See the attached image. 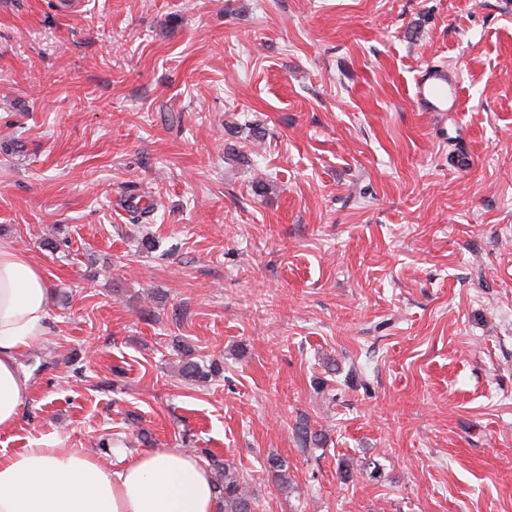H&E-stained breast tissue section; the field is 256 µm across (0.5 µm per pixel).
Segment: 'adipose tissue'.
Instances as JSON below:
<instances>
[{
	"instance_id": "ef3b65f1",
	"label": "adipose tissue",
	"mask_w": 512,
	"mask_h": 512,
	"mask_svg": "<svg viewBox=\"0 0 512 512\" xmlns=\"http://www.w3.org/2000/svg\"><path fill=\"white\" fill-rule=\"evenodd\" d=\"M51 288L42 270L0 240V430L29 397L19 356L43 335ZM210 470L174 448L147 449L105 467L45 442L0 453V512H220Z\"/></svg>"
}]
</instances>
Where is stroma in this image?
<instances>
[{
	"instance_id": "stroma-1",
	"label": "stroma",
	"mask_w": 512,
	"mask_h": 512,
	"mask_svg": "<svg viewBox=\"0 0 512 512\" xmlns=\"http://www.w3.org/2000/svg\"><path fill=\"white\" fill-rule=\"evenodd\" d=\"M432 65L459 111L417 110ZM0 240L52 288L0 451L512 512V0H0Z\"/></svg>"
}]
</instances>
